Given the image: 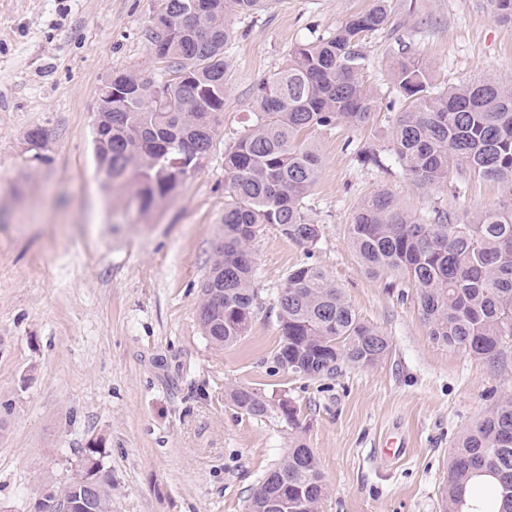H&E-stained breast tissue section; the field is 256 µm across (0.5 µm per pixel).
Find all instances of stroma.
<instances>
[{
    "label": "stroma",
    "mask_w": 512,
    "mask_h": 512,
    "mask_svg": "<svg viewBox=\"0 0 512 512\" xmlns=\"http://www.w3.org/2000/svg\"><path fill=\"white\" fill-rule=\"evenodd\" d=\"M373 0H269L235 17L217 135L169 201L141 212L108 187L93 153L98 93L119 71L164 68L148 40L157 0H0V512H31L79 470L93 439L107 448L112 512H244L294 437L316 453L327 493L318 512H443L451 450L512 395V343L498 363L435 343L407 282L387 291L347 241L358 206L391 191L418 216L476 213L504 199L493 184L415 188L386 152L398 111L389 65L402 50L444 87L484 77L512 86V24L490 0H391L368 34L372 127L314 129L320 158L304 202L321 237L307 247L264 226L252 245L258 288L248 334L217 349L197 310L224 214V151L248 125L258 82L296 43L335 30ZM45 133L40 146L29 129ZM379 165H362L365 142ZM319 266L358 316L390 339L376 365L335 378L277 367L276 298L291 269ZM249 385L299 407V428L254 419L229 401ZM396 455H386L387 447Z\"/></svg>",
    "instance_id": "obj_1"
}]
</instances>
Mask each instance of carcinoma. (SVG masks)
Wrapping results in <instances>:
<instances>
[{
    "label": "carcinoma",
    "mask_w": 512,
    "mask_h": 512,
    "mask_svg": "<svg viewBox=\"0 0 512 512\" xmlns=\"http://www.w3.org/2000/svg\"><path fill=\"white\" fill-rule=\"evenodd\" d=\"M189 0H160L167 16L165 54L170 83L131 72L115 73L112 109L100 113L107 141L99 172L109 185L127 186L147 212L173 197L198 169L216 135L228 82L225 48L231 16L262 11L268 0H214L198 29L178 23ZM493 18L512 23V0H491ZM388 0L349 16L327 35L298 43L284 65L257 85L255 120L224 151V234L201 283L198 322L214 346L246 336L258 298L252 243L271 224L288 239L314 246L321 229L304 214L317 182L320 158L300 133L316 128L369 125L376 100L365 81L369 58L364 34L382 29ZM406 103L391 128L387 151L421 190L472 179L494 182L512 198V87L493 78L457 86L434 84L430 68L402 56L390 69ZM363 272L400 274L416 299L432 340L497 363L512 341V207L483 210L469 220L433 209L404 211L385 188L365 199L347 228ZM277 359L288 371L334 377L341 364L370 367L390 340L363 322L343 290L322 269L291 270L277 295ZM231 402L244 414L266 418L273 405L257 389L237 385ZM99 440L82 449L80 470L52 486L78 503L77 512H112V473ZM326 483L312 449L296 440L271 466L246 501L245 512H317ZM444 512H512V397L459 437L445 479Z\"/></svg>",
    "instance_id": "obj_1"
}]
</instances>
